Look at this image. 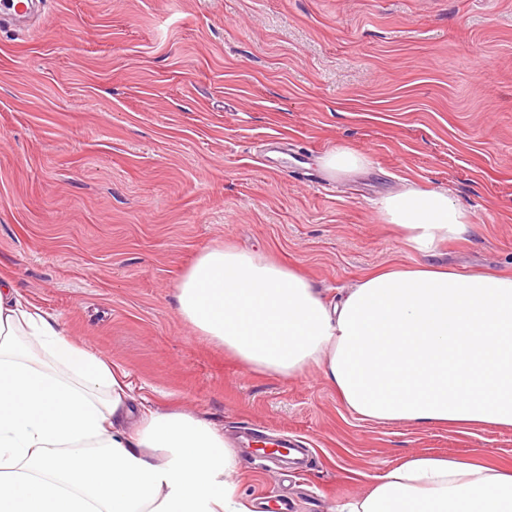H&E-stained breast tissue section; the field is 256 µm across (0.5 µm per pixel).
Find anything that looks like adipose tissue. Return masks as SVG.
Instances as JSON below:
<instances>
[{
  "mask_svg": "<svg viewBox=\"0 0 512 512\" xmlns=\"http://www.w3.org/2000/svg\"><path fill=\"white\" fill-rule=\"evenodd\" d=\"M379 213L425 255L470 222L436 189L386 196ZM175 299L196 333L258 373L324 365L361 419L512 427V277L395 264L328 300L299 270L219 245ZM131 404L123 372L0 276V512H250L221 432ZM336 512H512V468L416 454Z\"/></svg>",
  "mask_w": 512,
  "mask_h": 512,
  "instance_id": "adipose-tissue-1",
  "label": "adipose tissue"
}]
</instances>
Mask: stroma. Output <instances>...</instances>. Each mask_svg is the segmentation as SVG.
Here are the masks:
<instances>
[{
    "mask_svg": "<svg viewBox=\"0 0 512 512\" xmlns=\"http://www.w3.org/2000/svg\"><path fill=\"white\" fill-rule=\"evenodd\" d=\"M344 145L368 169L334 178ZM448 191L471 222L433 263L512 276V0H46L0 27V275L126 375L237 443L250 508L335 512L412 454L512 466V427L366 421L313 366H243L178 315L175 288L229 244L332 298L422 262L377 199ZM312 452L308 472L238 444ZM320 163L330 173L342 175L364 167L369 163V159L347 148L336 147L327 151L320 158Z\"/></svg>",
    "mask_w": 512,
    "mask_h": 512,
    "instance_id": "obj_1",
    "label": "stroma"
}]
</instances>
